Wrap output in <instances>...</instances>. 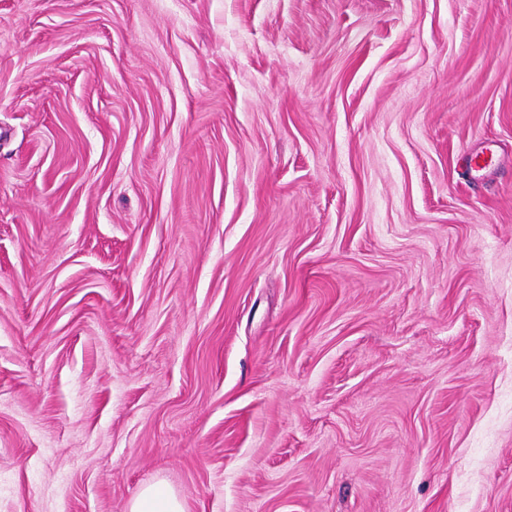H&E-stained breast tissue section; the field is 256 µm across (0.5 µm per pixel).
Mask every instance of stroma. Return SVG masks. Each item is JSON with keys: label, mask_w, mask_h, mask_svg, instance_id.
I'll return each instance as SVG.
<instances>
[{"label": "stroma", "mask_w": 512, "mask_h": 512, "mask_svg": "<svg viewBox=\"0 0 512 512\" xmlns=\"http://www.w3.org/2000/svg\"><path fill=\"white\" fill-rule=\"evenodd\" d=\"M158 482L512 512V0H0V512Z\"/></svg>", "instance_id": "stroma-1"}]
</instances>
